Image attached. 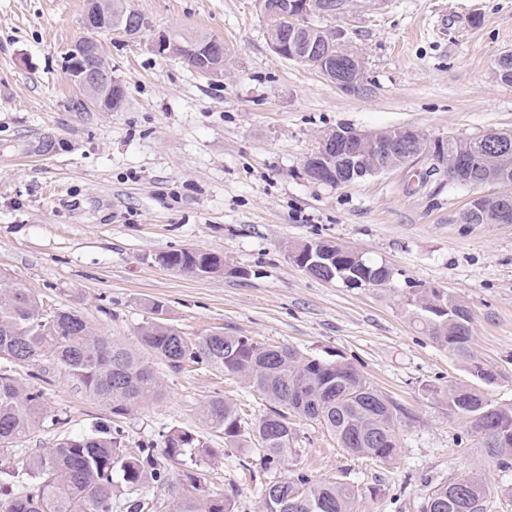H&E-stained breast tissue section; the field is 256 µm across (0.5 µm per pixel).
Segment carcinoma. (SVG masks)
<instances>
[{"label":"carcinoma","instance_id":"obj_1","mask_svg":"<svg viewBox=\"0 0 512 512\" xmlns=\"http://www.w3.org/2000/svg\"><path fill=\"white\" fill-rule=\"evenodd\" d=\"M160 264L191 273L205 255L185 249L158 255ZM359 279L383 278L381 264L364 259L354 268ZM424 307L413 315L429 339L448 355L482 371L470 345L472 315L462 302L417 289ZM155 317L140 328L142 352L98 335L74 309L43 314V303L30 289L0 279V352L10 350L24 365H59L77 387L112 417L125 418L136 408L163 395L162 385L144 362L145 352L163 359L180 372L187 366L208 367L235 375L269 402L267 411L247 422L239 409L214 396L201 406L199 418L209 429L224 434V444L237 447L249 439L259 445L260 468L278 469L293 452L290 439L296 422L320 425L343 451L384 462L398 452L374 436L394 434L393 406L350 363H330L303 357L287 346H274L245 336L188 338L158 317L163 305L151 307ZM432 394L448 412L464 418L487 456L503 470L512 468V404H493L473 388L450 382ZM57 425L44 407V391L0 371V453L16 447L46 424ZM213 455L189 431L174 430L165 437L162 453L154 445L127 451L117 424L98 423L90 433L64 439L53 448L30 456L21 472L0 470V512H147L142 488L171 486L162 458ZM357 489L347 482L317 481L297 471L265 484L262 512H353ZM488 490L471 476L465 485L439 483L426 490L421 512H486ZM175 512H235V500L186 494Z\"/></svg>","mask_w":512,"mask_h":512}]
</instances>
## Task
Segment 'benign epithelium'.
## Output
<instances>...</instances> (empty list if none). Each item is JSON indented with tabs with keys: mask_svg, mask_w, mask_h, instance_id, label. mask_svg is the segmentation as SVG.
<instances>
[{
	"mask_svg": "<svg viewBox=\"0 0 512 512\" xmlns=\"http://www.w3.org/2000/svg\"><path fill=\"white\" fill-rule=\"evenodd\" d=\"M350 0H258L263 14L270 18L292 16L295 25L284 35L275 27L268 32L269 45L273 52L290 59L305 61L328 78L336 87L353 91L364 77V62L359 53L351 49L342 35L334 30L322 38L307 35L309 24L305 21L312 13L341 14L349 8ZM87 35L77 39L65 56V73L81 95L87 107L98 112H113L124 101V88L112 75L107 60V48L100 38L102 34L131 38L148 26L141 14L125 16L112 14V3L108 0H87L84 15ZM158 50L178 54L193 69L200 73L221 77L224 75V51L217 50L211 40H198L183 44L160 32L155 37ZM512 132L490 133L475 142L460 145L463 156L447 153L435 141H430L423 132L410 127H396L376 132H361L337 129L321 141L318 149L305 161V170L310 178L340 186L390 169L403 166L421 154H431L448 168L453 177L460 179L458 160L463 158L473 163L484 164L487 148L496 150V164L486 168L487 182L494 185L502 180L512 167ZM494 208L495 223H512V198L507 195H480L470 203L465 220ZM292 257L310 273L330 270L327 281L341 278L347 282L344 271L363 263L362 254L351 250L343 261L333 256V249L317 241L301 244L292 252Z\"/></svg>",
	"mask_w": 512,
	"mask_h": 512,
	"instance_id": "7a95c632",
	"label": "benign epithelium"
}]
</instances>
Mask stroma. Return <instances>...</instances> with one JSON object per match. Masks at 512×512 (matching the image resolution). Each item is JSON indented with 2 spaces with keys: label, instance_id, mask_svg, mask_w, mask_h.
Returning a JSON list of instances; mask_svg holds the SVG:
<instances>
[{
  "label": "stroma",
  "instance_id": "obj_1",
  "mask_svg": "<svg viewBox=\"0 0 512 512\" xmlns=\"http://www.w3.org/2000/svg\"><path fill=\"white\" fill-rule=\"evenodd\" d=\"M124 4L149 21L138 38H104L124 102L78 112L63 61L85 34L86 0H0V275L131 349L158 302L189 338L220 331L352 363L394 405L398 454L384 463L349 456L301 421L276 477L302 470L351 483L354 512H421L427 485L472 472L489 488L491 512H512V469L490 461L465 419L432 395L453 381L512 403V224L464 220L494 186L453 183L426 156L337 187L304 169L339 127L409 126L444 141L512 130V85L494 74L512 50V0H353L339 16H310L363 57L356 92L274 54L256 0ZM162 30L223 41V77L157 53ZM313 240L385 263L394 279L361 288L316 279L289 256ZM185 247L222 257L223 273L197 277L156 260ZM422 287L469 307L471 347L492 379L419 330L406 297ZM148 362L163 395L124 419L128 451L190 431L215 450L199 465L203 489L233 494L236 512H259L263 481L242 466L254 451L225 449L198 408L221 395L256 418L260 396L219 370ZM48 379L44 406L60 424L24 439L4 466L23 469L30 454L104 417L63 367Z\"/></svg>",
  "mask_w": 512,
  "mask_h": 512
}]
</instances>
